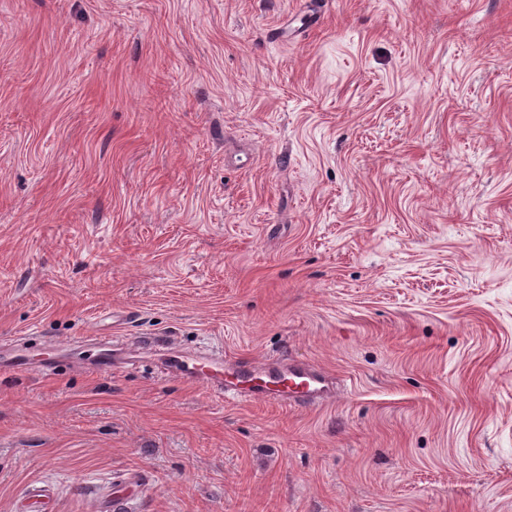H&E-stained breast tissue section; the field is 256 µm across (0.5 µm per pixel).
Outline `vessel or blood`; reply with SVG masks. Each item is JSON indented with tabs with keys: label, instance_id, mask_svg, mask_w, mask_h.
<instances>
[{
	"label": "vessel or blood",
	"instance_id": "1",
	"mask_svg": "<svg viewBox=\"0 0 512 512\" xmlns=\"http://www.w3.org/2000/svg\"><path fill=\"white\" fill-rule=\"evenodd\" d=\"M173 368L186 380L215 388L225 400L280 399L313 407L334 391L332 378L304 362L277 358L263 365L242 360L229 365L220 355L173 353Z\"/></svg>",
	"mask_w": 512,
	"mask_h": 512
}]
</instances>
